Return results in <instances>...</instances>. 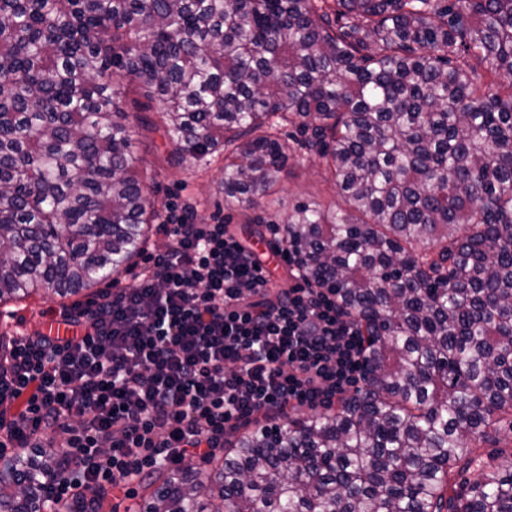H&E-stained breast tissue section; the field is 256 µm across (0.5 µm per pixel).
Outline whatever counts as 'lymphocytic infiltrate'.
Listing matches in <instances>:
<instances>
[{"label":"lymphocytic infiltrate","mask_w":512,"mask_h":512,"mask_svg":"<svg viewBox=\"0 0 512 512\" xmlns=\"http://www.w3.org/2000/svg\"><path fill=\"white\" fill-rule=\"evenodd\" d=\"M155 232L163 248L129 283L51 310L61 333L15 337L0 366V469L64 436L48 504L100 512L146 477L212 463L257 415L333 403L363 376L333 293L299 273L277 285L269 258L187 208L166 206Z\"/></svg>","instance_id":"obj_1"}]
</instances>
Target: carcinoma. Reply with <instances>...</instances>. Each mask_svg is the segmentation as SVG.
Here are the masks:
<instances>
[{
    "mask_svg": "<svg viewBox=\"0 0 512 512\" xmlns=\"http://www.w3.org/2000/svg\"><path fill=\"white\" fill-rule=\"evenodd\" d=\"M149 101L176 165L224 157L231 210L321 161L343 205L296 204L281 240L365 373L212 477L158 473L141 512H512V459L474 455L512 429V0H0V305L140 258ZM59 461L0 471V512H34Z\"/></svg>",
    "mask_w": 512,
    "mask_h": 512,
    "instance_id": "obj_1",
    "label": "carcinoma"
}]
</instances>
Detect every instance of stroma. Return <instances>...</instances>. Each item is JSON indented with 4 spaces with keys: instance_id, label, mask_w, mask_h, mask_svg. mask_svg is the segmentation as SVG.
I'll list each match as a JSON object with an SVG mask.
<instances>
[{
    "instance_id": "35a3bbf8",
    "label": "stroma",
    "mask_w": 512,
    "mask_h": 512,
    "mask_svg": "<svg viewBox=\"0 0 512 512\" xmlns=\"http://www.w3.org/2000/svg\"><path fill=\"white\" fill-rule=\"evenodd\" d=\"M136 150L143 160V186L147 196L156 206L167 204L191 205L201 224L223 222L235 237L246 240L265 234L268 224L279 222L284 213L296 203L318 199L325 203H337L339 196L331 181L314 160H300L291 164L290 172L282 176L276 186L277 203L272 207H259L258 224L246 223L244 215L224 207L222 186L223 159H216L208 168L188 171L168 163L173 147L162 130L139 129ZM61 300L49 294H35L23 303L8 304L13 325L22 327L28 335L43 331L47 322L45 312L60 307Z\"/></svg>"
}]
</instances>
